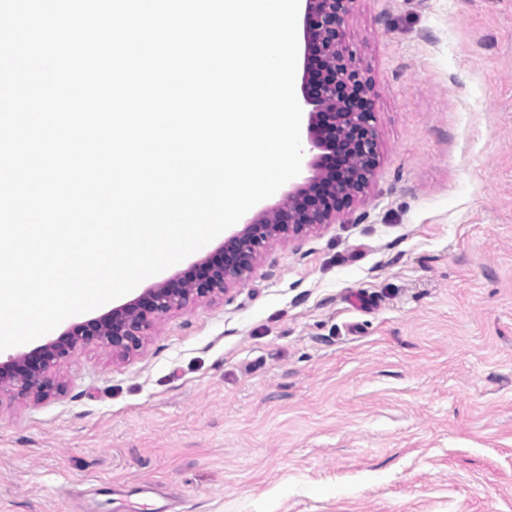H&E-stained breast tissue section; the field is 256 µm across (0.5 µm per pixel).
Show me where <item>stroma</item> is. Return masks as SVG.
Returning a JSON list of instances; mask_svg holds the SVG:
<instances>
[{"label":"stroma","instance_id":"1","mask_svg":"<svg viewBox=\"0 0 512 512\" xmlns=\"http://www.w3.org/2000/svg\"><path fill=\"white\" fill-rule=\"evenodd\" d=\"M379 163L119 358L0 394V512H512V0H358Z\"/></svg>","mask_w":512,"mask_h":512}]
</instances>
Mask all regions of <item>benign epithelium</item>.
<instances>
[{"instance_id":"7a95c632","label":"benign epithelium","mask_w":512,"mask_h":512,"mask_svg":"<svg viewBox=\"0 0 512 512\" xmlns=\"http://www.w3.org/2000/svg\"><path fill=\"white\" fill-rule=\"evenodd\" d=\"M302 2V111L307 114L312 175L181 274L96 318L71 325L30 351L0 360V391L35 400L64 392L53 367L78 348L96 344L116 356L130 354L163 315L222 294L245 279L271 241L298 238L316 225L333 224L364 195L377 166L378 144L374 104L351 65L347 46L346 21L357 0Z\"/></svg>"}]
</instances>
